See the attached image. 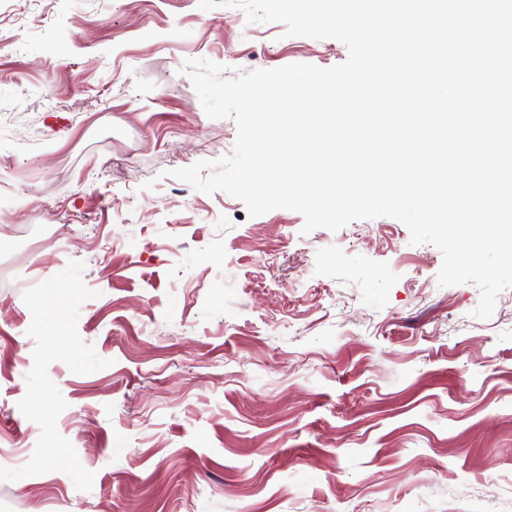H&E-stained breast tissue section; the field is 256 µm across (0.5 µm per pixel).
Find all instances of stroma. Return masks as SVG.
<instances>
[{
  "mask_svg": "<svg viewBox=\"0 0 512 512\" xmlns=\"http://www.w3.org/2000/svg\"><path fill=\"white\" fill-rule=\"evenodd\" d=\"M285 30L198 0H0V467L40 435L26 289L83 262L78 332L111 362L48 369L91 490L0 481V512H512V289L478 319L396 219L306 234L168 175L237 136L186 60L348 58Z\"/></svg>",
  "mask_w": 512,
  "mask_h": 512,
  "instance_id": "1",
  "label": "stroma"
}]
</instances>
